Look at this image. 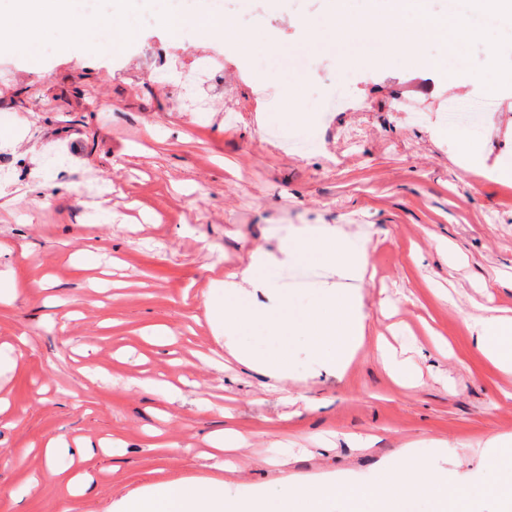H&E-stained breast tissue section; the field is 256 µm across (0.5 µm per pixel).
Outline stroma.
I'll return each instance as SVG.
<instances>
[{
  "instance_id": "stroma-1",
  "label": "stroma",
  "mask_w": 512,
  "mask_h": 512,
  "mask_svg": "<svg viewBox=\"0 0 512 512\" xmlns=\"http://www.w3.org/2000/svg\"><path fill=\"white\" fill-rule=\"evenodd\" d=\"M211 7L252 38L275 36L280 54L249 57L200 32L175 40L140 17L137 38L114 55L49 44L34 66L0 51L10 74L0 125L17 137L0 152L24 176L0 190V272L16 286L0 302V345L14 348L0 374V453L25 459L21 469L0 462V512H113L127 492L174 479L218 480L233 493L368 479L398 465L401 448L425 454L434 440L448 445L447 468L470 474L488 435L512 434V374L477 351L470 329L481 307L512 313V181L476 176L438 134L479 132L476 162L497 169L512 156V96L430 92L399 58L343 69L333 37L311 52L297 28L321 19L325 0ZM211 53L224 57L221 79L194 84ZM297 69L307 112L335 89L344 97L304 132L285 96ZM188 87L215 111H184ZM105 185L99 209L83 212L80 193ZM307 224L369 231L358 284L366 336L339 378L293 343L294 376L275 392L223 357L188 288L246 268L256 249L276 252ZM336 279L304 266L277 270L274 283L305 301ZM157 325L172 329L168 345L150 341ZM382 339L412 362L415 385L384 369ZM227 410L247 441L234 472L202 457ZM58 437L121 446L51 477L42 447ZM75 470L96 477L78 497L66 489Z\"/></svg>"
}]
</instances>
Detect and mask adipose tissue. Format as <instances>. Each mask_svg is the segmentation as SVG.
Returning a JSON list of instances; mask_svg holds the SVG:
<instances>
[{
    "instance_id": "ef3b65f1",
    "label": "adipose tissue",
    "mask_w": 512,
    "mask_h": 512,
    "mask_svg": "<svg viewBox=\"0 0 512 512\" xmlns=\"http://www.w3.org/2000/svg\"><path fill=\"white\" fill-rule=\"evenodd\" d=\"M367 242V236H352L341 227L323 224L282 240L278 253L255 250L245 269L212 279L202 293L206 317L223 336L228 354L283 383L293 374L287 346L260 352L246 337L260 331L300 338L320 369L342 376L366 334L360 293L324 282L308 306H299L287 291L274 287L270 271L315 263L360 280L367 272ZM472 328L481 354L501 372L512 373V316H480L474 318Z\"/></svg>"
}]
</instances>
